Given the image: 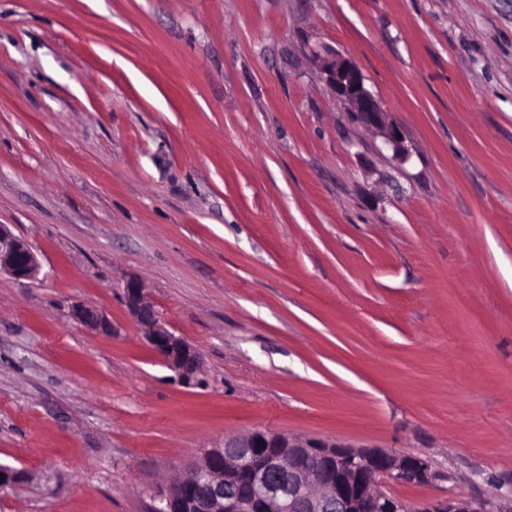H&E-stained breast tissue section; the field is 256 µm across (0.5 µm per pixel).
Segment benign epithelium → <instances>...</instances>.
<instances>
[{
  "instance_id": "1",
  "label": "benign epithelium",
  "mask_w": 512,
  "mask_h": 512,
  "mask_svg": "<svg viewBox=\"0 0 512 512\" xmlns=\"http://www.w3.org/2000/svg\"><path fill=\"white\" fill-rule=\"evenodd\" d=\"M312 53L336 98L358 121L377 130L395 153H405L401 128L365 87L356 65L326 45ZM39 267L32 245L0 224V274L31 280ZM124 295L151 349L182 384L199 386L201 352L175 334L141 280L128 279ZM72 316L98 333H112L110 321L95 308L78 305ZM437 478L430 462L420 456L255 430L209 449L193 466L188 482L158 491L152 512H512V494L486 499L459 496L444 508L430 503L411 508L384 490L387 484H429Z\"/></svg>"
}]
</instances>
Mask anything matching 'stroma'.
<instances>
[{
	"mask_svg": "<svg viewBox=\"0 0 512 512\" xmlns=\"http://www.w3.org/2000/svg\"><path fill=\"white\" fill-rule=\"evenodd\" d=\"M0 224L40 262L0 276V512H150L255 429L427 458L410 505L512 492V0H0ZM312 53L319 63L322 78L336 98L347 104L358 121L377 130L395 153L405 154L401 128L388 119L381 102L365 87L356 65L326 45L312 49ZM124 295L128 311L151 349L188 387L200 386L203 357L183 337L177 336L147 297L145 285L138 278L125 282ZM74 319L85 325L87 328L102 334L112 333V325L104 314L95 308L77 305L73 308Z\"/></svg>",
	"mask_w": 512,
	"mask_h": 512,
	"instance_id": "35a3bbf8",
	"label": "stroma"
}]
</instances>
